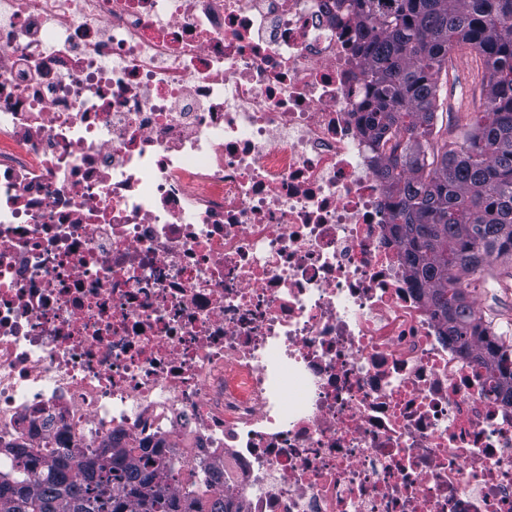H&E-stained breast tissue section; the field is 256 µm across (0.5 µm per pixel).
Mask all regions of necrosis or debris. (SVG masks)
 Masks as SVG:
<instances>
[{
    "mask_svg": "<svg viewBox=\"0 0 512 512\" xmlns=\"http://www.w3.org/2000/svg\"><path fill=\"white\" fill-rule=\"evenodd\" d=\"M356 42L337 0H0V481L117 435L244 512H512Z\"/></svg>",
    "mask_w": 512,
    "mask_h": 512,
    "instance_id": "4bbe7bcc",
    "label": "necrosis or debris"
}]
</instances>
